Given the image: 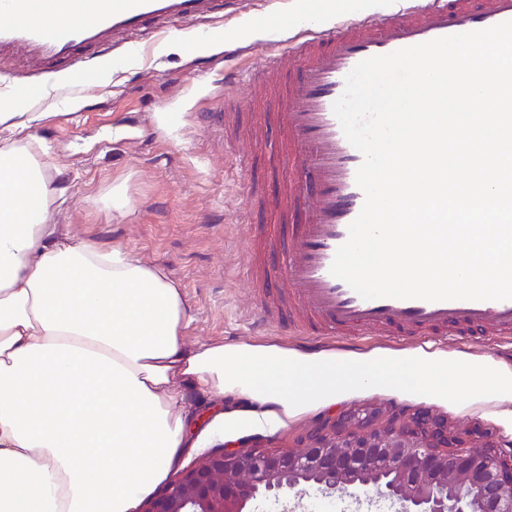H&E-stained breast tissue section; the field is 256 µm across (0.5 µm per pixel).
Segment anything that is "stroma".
I'll return each mask as SVG.
<instances>
[{
  "instance_id": "stroma-1",
  "label": "stroma",
  "mask_w": 512,
  "mask_h": 512,
  "mask_svg": "<svg viewBox=\"0 0 512 512\" xmlns=\"http://www.w3.org/2000/svg\"><path fill=\"white\" fill-rule=\"evenodd\" d=\"M292 7V0H240L233 12L217 14L213 24L278 54L273 78L284 82L296 72L293 60L276 34L255 28L249 15L266 9L284 16ZM261 67L259 54L244 49L163 54L153 48L123 58L109 86L75 81L55 102L38 104L43 117L23 134L47 147L48 161L65 189L55 223L65 225L75 238L165 266L182 287L190 316L185 339L190 343L220 342L233 353L247 344H274L337 357L423 351L440 359L489 358L512 373V341L489 342L477 334L429 340L404 334L396 339L371 329L343 337L302 336L274 320L256 326L260 309L246 270L254 259V234L266 222L262 201L278 195L283 184L269 165L248 164V144L226 147L210 114L230 102L241 107L242 120L261 124L266 108L253 96ZM228 68L236 74L229 85L224 82ZM74 97L81 101L75 111L66 105ZM253 182L260 194L250 200L246 187ZM116 187L130 198L126 212L104 204ZM419 407L446 419L456 432L486 431L502 451L512 450V423L500 417L503 403L478 383L449 386L444 397L427 390L375 387L289 416L279 427L225 428L224 438L256 436L268 449L290 448L328 415L374 409L387 416Z\"/></svg>"
}]
</instances>
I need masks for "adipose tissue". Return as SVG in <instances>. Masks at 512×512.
Returning a JSON list of instances; mask_svg holds the SVG:
<instances>
[{
    "label": "adipose tissue",
    "instance_id": "ef3b65f1",
    "mask_svg": "<svg viewBox=\"0 0 512 512\" xmlns=\"http://www.w3.org/2000/svg\"><path fill=\"white\" fill-rule=\"evenodd\" d=\"M20 109L0 97V512H139L228 393L265 427L369 386L446 392L409 357L186 344L165 268L52 223L62 191Z\"/></svg>",
    "mask_w": 512,
    "mask_h": 512
}]
</instances>
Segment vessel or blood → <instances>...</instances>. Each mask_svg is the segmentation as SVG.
<instances>
[{
  "instance_id": "1",
  "label": "vessel or blood",
  "mask_w": 512,
  "mask_h": 512,
  "mask_svg": "<svg viewBox=\"0 0 512 512\" xmlns=\"http://www.w3.org/2000/svg\"><path fill=\"white\" fill-rule=\"evenodd\" d=\"M223 7L224 0H0V57L28 51L39 76L79 66L104 35L142 41L162 24L199 21ZM506 21L512 0H397L385 14H337L334 26L289 45L298 72L268 104L278 137L265 142L268 153L296 156L300 164L284 195L269 203L280 218L298 219L261 285L262 297L277 298L281 322L303 335L313 327L343 336L385 325L401 333L512 335V299L366 300L330 272L365 200L356 183L363 156L333 112L347 75L365 59Z\"/></svg>"
}]
</instances>
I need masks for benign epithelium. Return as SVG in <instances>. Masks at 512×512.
Masks as SVG:
<instances>
[{
	"label": "benign epithelium",
	"mask_w": 512,
	"mask_h": 512,
	"mask_svg": "<svg viewBox=\"0 0 512 512\" xmlns=\"http://www.w3.org/2000/svg\"><path fill=\"white\" fill-rule=\"evenodd\" d=\"M301 483L388 500L401 512H512V454L465 446L426 408L393 415L327 416L295 450H262L256 438L218 444L156 490L142 512H248L261 495Z\"/></svg>",
	"instance_id": "obj_1"
}]
</instances>
